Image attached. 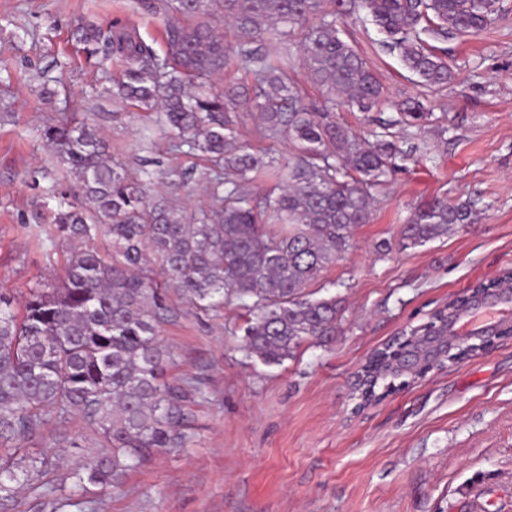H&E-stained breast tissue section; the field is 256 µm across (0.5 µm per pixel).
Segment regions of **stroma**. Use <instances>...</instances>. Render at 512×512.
<instances>
[{"label":"stroma","mask_w":512,"mask_h":512,"mask_svg":"<svg viewBox=\"0 0 512 512\" xmlns=\"http://www.w3.org/2000/svg\"><path fill=\"white\" fill-rule=\"evenodd\" d=\"M149 3L0 0V290L17 301L56 282L69 251L50 222L48 190L67 177L45 127L88 118L113 162L154 172L152 196L191 209L211 202L208 162L172 151L158 113L103 94L122 63H100L71 39L82 20L118 17L163 52ZM499 7L478 35L437 40L455 73L437 92L416 84L364 14L349 19L348 39L386 100L367 113L337 106V119L361 135L398 118L412 97L431 113L402 143L425 141L429 154L403 161L370 223L354 228L353 249L309 287L341 299V335L267 366L242 349L244 308L204 311L170 290L161 336L177 359L172 373L205 382L190 440L148 458L121 489L93 495L83 512H512V338L364 408L351 398L352 376L374 349L512 267V0ZM436 198L471 201L478 223L414 250L373 251L380 239L398 241L410 214ZM55 433L71 441L59 451L65 464L101 450L76 414L21 446L48 453Z\"/></svg>","instance_id":"obj_1"}]
</instances>
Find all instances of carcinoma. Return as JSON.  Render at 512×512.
<instances>
[{"label":"carcinoma","mask_w":512,"mask_h":512,"mask_svg":"<svg viewBox=\"0 0 512 512\" xmlns=\"http://www.w3.org/2000/svg\"><path fill=\"white\" fill-rule=\"evenodd\" d=\"M159 2L161 55L118 19L86 21L72 37L88 56L123 63L111 96L159 110L174 150L186 145L206 156L212 204L187 209L153 199L152 174L139 179L109 161L101 131L86 121L44 129L84 201L70 203L57 183L48 190L57 202L55 236L71 244L58 283L30 289L21 316L14 297L0 291V443L41 437L77 413L106 451L70 473V494L61 497L52 478L61 457H1V509L21 490L38 489L42 506L66 512L94 487H120L151 450L188 443L203 384L167 376L174 360L159 333L170 308L154 269L193 304L241 302L249 312L245 350L267 365L338 334L341 300L314 298L306 288L353 247L354 227L370 223L375 194L407 152L388 123L355 137L334 113L306 104V89L363 112L383 100L377 74L345 37V18L357 8L417 82L438 89L453 72L423 36H474L496 12V0ZM222 23L232 29L230 42L218 31ZM295 33L302 81L292 58L264 50ZM235 60L250 65L245 76L220 92L207 89ZM242 102L262 138L288 144V161L240 139ZM403 115L413 127L427 119L417 100ZM259 178L270 188L256 190ZM477 221L469 201L432 200L407 219L400 247H423ZM100 235L112 244L107 260L90 247Z\"/></svg>","instance_id":"1"}]
</instances>
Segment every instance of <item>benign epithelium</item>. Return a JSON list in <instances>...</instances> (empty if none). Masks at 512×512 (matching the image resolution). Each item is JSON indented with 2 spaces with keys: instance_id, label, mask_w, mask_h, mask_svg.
<instances>
[{
  "instance_id": "7a95c632",
  "label": "benign epithelium",
  "mask_w": 512,
  "mask_h": 512,
  "mask_svg": "<svg viewBox=\"0 0 512 512\" xmlns=\"http://www.w3.org/2000/svg\"><path fill=\"white\" fill-rule=\"evenodd\" d=\"M461 303L457 311L448 313V307L441 306L442 315L436 317V324L427 327L417 336L402 342V334H397L392 341L399 342V349L389 355V360L396 367V375L389 377L384 384L390 389L425 376L432 371H440L450 364H456L465 357L461 355L458 346L468 344L472 353L484 352L493 347L503 338L512 336V318L507 321L491 323L467 336H460L456 327L464 315L483 307L508 302L512 303V288H486L480 292L470 287L458 295Z\"/></svg>"
}]
</instances>
